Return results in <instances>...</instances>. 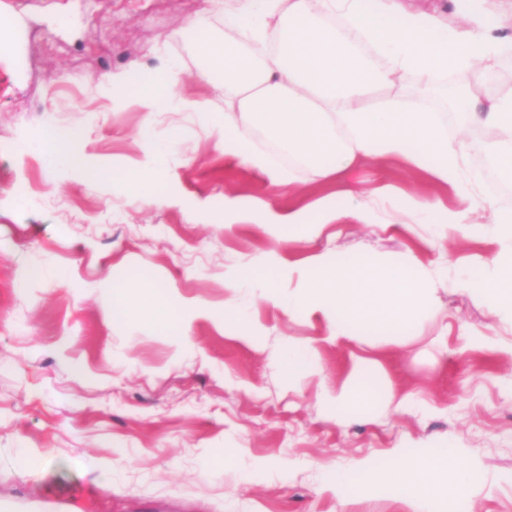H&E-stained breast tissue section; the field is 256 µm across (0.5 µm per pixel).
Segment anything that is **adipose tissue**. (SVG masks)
<instances>
[{
    "label": "adipose tissue",
    "mask_w": 512,
    "mask_h": 512,
    "mask_svg": "<svg viewBox=\"0 0 512 512\" xmlns=\"http://www.w3.org/2000/svg\"><path fill=\"white\" fill-rule=\"evenodd\" d=\"M495 0H468L466 25L448 29L428 12L409 11L404 0H241L229 17L227 38L214 37L190 23L201 67V80L224 84L225 156L237 159L273 181L287 176L269 155L247 148L245 132L267 136L293 163L311 170L317 181L341 180L359 159H396L430 172L459 194L471 185L459 176L461 146L419 98L434 94L449 72L482 74L500 48L512 46V35L498 31ZM178 64H168L140 97L146 114L197 112L200 104L178 98L173 86ZM388 94L377 109L367 104L377 88ZM472 118L485 126L512 131V87L488 104L469 103ZM82 127L53 129L37 141H25L20 153H38L48 169L65 171L91 187L105 178L104 169L81 149ZM347 191L322 197L307 207L270 214V233L280 226L308 225L309 212L320 223L352 218L374 221L362 205L348 206ZM314 275L289 267L297 283L282 293L263 283V295L274 306L321 318L327 340L341 343L375 327L402 339L413 321L433 304L426 277L408 263L372 261L361 266L344 260L329 263L313 256ZM467 292L497 315L512 319V251L491 258L489 273L468 281ZM377 365L362 358L352 384L326 393L337 413L374 402ZM454 448L407 454L395 452V465L373 473L367 484L339 474L331 486L341 505L361 490L378 496L397 493L415 502L445 500L458 488L479 480L471 466L449 467Z\"/></svg>",
    "instance_id": "obj_1"
}]
</instances>
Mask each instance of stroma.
I'll use <instances>...</instances> for the list:
<instances>
[{
	"label": "stroma",
	"instance_id": "stroma-1",
	"mask_svg": "<svg viewBox=\"0 0 512 512\" xmlns=\"http://www.w3.org/2000/svg\"><path fill=\"white\" fill-rule=\"evenodd\" d=\"M0 16L9 21L0 31V512H413L395 494L342 508L328 480L363 459L389 467L397 447L448 444L482 480L423 512H512V322L447 287L481 278L502 249L492 214L512 211V194L486 183L462 197L404 165L368 161L345 183L375 223L324 224L296 239L257 221L225 226V191L279 212L336 186L318 185L307 169L277 185L225 160L224 93L199 80L184 35L194 21L225 33L212 0H0ZM172 61L176 95L211 119L159 113L152 137L178 130L175 151L159 174L127 183L144 151L139 96ZM116 77L127 91L121 104L102 92ZM447 84L488 101L512 85V49L482 81L459 72ZM427 109L450 140L466 137L465 171L483 173L474 126L442 102ZM76 124L110 176L95 188L18 151ZM383 184L468 211L484 229L437 244L440 210L420 217L389 206L377 193ZM312 255L413 260L433 305L405 343L382 327L363 344L328 343L323 324L273 306L258 287L287 290L285 266ZM238 273L255 287L227 291ZM125 279L156 288L153 307L113 314L108 288ZM231 297L248 309L239 337L224 333ZM184 305L200 313L180 342L161 320ZM289 340L313 342L319 374L285 382ZM358 356L378 359L379 391L408 397L405 412L380 401L340 415L324 401Z\"/></svg>",
	"mask_w": 512,
	"mask_h": 512
}]
</instances>
